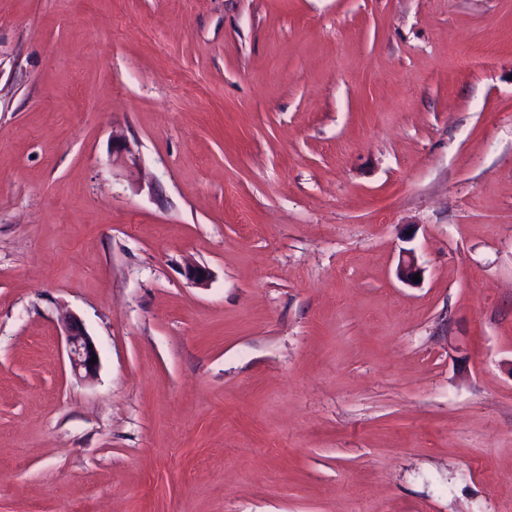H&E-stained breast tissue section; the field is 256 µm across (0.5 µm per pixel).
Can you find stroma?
Wrapping results in <instances>:
<instances>
[{
    "label": "stroma",
    "mask_w": 512,
    "mask_h": 512,
    "mask_svg": "<svg viewBox=\"0 0 512 512\" xmlns=\"http://www.w3.org/2000/svg\"><path fill=\"white\" fill-rule=\"evenodd\" d=\"M0 512H512V0H0ZM64 329L66 350L72 370L79 377L91 378L96 372L99 360L98 350L93 340L76 317H65ZM89 345H92V349H89ZM93 356L97 357V361L90 363ZM81 372L84 375H81Z\"/></svg>",
    "instance_id": "obj_1"
}]
</instances>
